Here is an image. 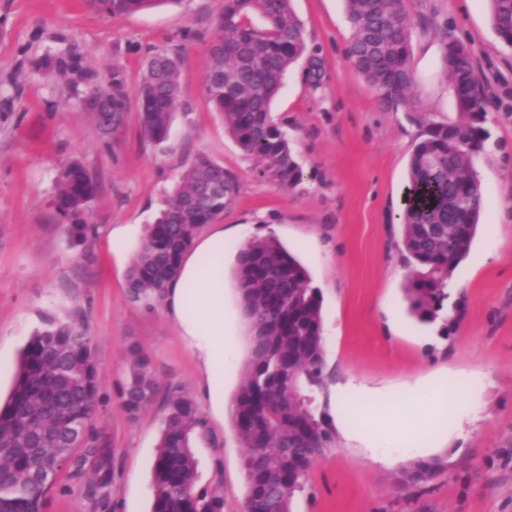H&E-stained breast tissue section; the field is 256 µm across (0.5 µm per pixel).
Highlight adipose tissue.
<instances>
[{"label": "adipose tissue", "instance_id": "1", "mask_svg": "<svg viewBox=\"0 0 512 512\" xmlns=\"http://www.w3.org/2000/svg\"><path fill=\"white\" fill-rule=\"evenodd\" d=\"M162 306L178 324L180 334L200 360L206 373L211 398L224 401V231L213 229L197 236L180 261L176 276L169 282ZM431 413L415 419L418 399L383 401V419L389 428L407 425L409 432L427 434L455 405L456 383L444 380L426 382Z\"/></svg>", "mask_w": 512, "mask_h": 512}]
</instances>
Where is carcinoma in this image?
<instances>
[{
	"label": "carcinoma",
	"instance_id": "1",
	"mask_svg": "<svg viewBox=\"0 0 512 512\" xmlns=\"http://www.w3.org/2000/svg\"><path fill=\"white\" fill-rule=\"evenodd\" d=\"M164 0H95L109 17L149 10ZM352 36L348 57L356 72L388 102L401 104L420 128L408 166L405 207L399 215V246L418 269L405 289L410 312L436 319L445 288L468 256L486 206L472 156L490 133L484 127L487 99L471 48L442 32V76L455 99L453 121H437L411 96L412 21L404 0H344ZM498 37L512 46V0H490ZM253 16L267 26L255 28ZM224 36L211 46L205 98L224 120L225 131L256 162L260 177L281 188L302 180L288 133L272 113L288 69L308 52L303 23L291 0H221L217 16ZM44 70L68 85L99 131L109 136L124 123L129 99L122 70L106 83L74 57L49 59ZM180 59L176 49L144 62L138 91L141 126L156 143L168 140L179 108ZM55 202L69 240L80 245L96 234L90 223L98 185L85 167L71 162L55 181ZM232 172L206 154L180 177L168 204L148 226L127 272V295L156 308L176 275L182 254L201 227L231 203ZM238 303L247 326V359L231 410L233 428L247 449L242 512H292L295 494L325 454L333 427L318 410L325 371L322 298L305 267L275 237L253 239L239 251L234 269ZM129 375L121 404L135 419L158 386L150 360L128 348ZM100 404L94 338L74 321L48 320L20 352L12 392L0 407V512H44L58 473L76 449L92 456L96 478L85 497L95 506L112 493V454L90 431ZM211 433L195 399L173 387L166 396L153 463L151 512H224V492L197 488L193 448ZM445 458L415 460L400 483L432 480Z\"/></svg>",
	"mask_w": 512,
	"mask_h": 512
}]
</instances>
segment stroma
Wrapping results in <instances>:
<instances>
[{
	"label": "stroma",
	"mask_w": 512,
	"mask_h": 512,
	"mask_svg": "<svg viewBox=\"0 0 512 512\" xmlns=\"http://www.w3.org/2000/svg\"><path fill=\"white\" fill-rule=\"evenodd\" d=\"M313 59L288 71L273 110L302 167V182L283 190L260 178L254 161L224 131L204 98L209 46L220 0H168L147 12L107 17L91 0H0V401L14 382L18 354L45 320L78 321L94 338L100 406L94 427L113 455L112 499L119 512H150L152 464L169 386L199 402L212 441L194 450L198 484L224 492V512H241L244 448L230 421L244 350L224 362V402L215 404L196 354L163 307L147 311L126 292V267L112 257L113 224L153 222L197 154L230 169L238 188L218 216L224 262L249 240L274 234L306 267L322 296L326 371L317 403L346 417L360 441L335 435L296 494L293 512H512V47L494 31L488 0H405L413 23V95L436 119L456 116L441 75L444 26L469 44L490 105V132L473 168L487 206L455 288L438 318L423 323L408 309L412 275L398 243L407 167L420 129L384 102L351 66L343 0H294ZM178 48L180 103L169 140L143 138L138 89L142 61ZM76 54L99 76L121 68L129 109L122 129L102 137L61 80L34 67L47 55ZM79 160L99 186L94 238L70 244L55 207L58 171ZM146 355L158 392L138 419L117 395L125 352ZM459 378L460 411L479 419L465 439L446 425L441 438L380 442L379 417L359 403H337L347 382L374 400L412 397L422 380ZM443 456L433 480L401 487L399 473L418 457ZM92 465H66L45 512H92L83 495Z\"/></svg>",
	"instance_id": "1"
}]
</instances>
